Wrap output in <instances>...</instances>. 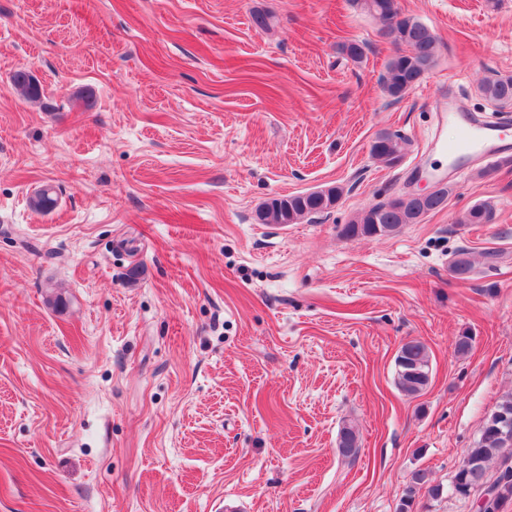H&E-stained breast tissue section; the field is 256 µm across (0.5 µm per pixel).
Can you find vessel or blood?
<instances>
[{"mask_svg": "<svg viewBox=\"0 0 512 512\" xmlns=\"http://www.w3.org/2000/svg\"><path fill=\"white\" fill-rule=\"evenodd\" d=\"M438 127L454 126L458 132L455 141L435 138L433 149L446 156L449 162L495 158L512 152V131L496 122H485L463 111L456 103L437 108Z\"/></svg>", "mask_w": 512, "mask_h": 512, "instance_id": "vessel-or-blood-1", "label": "vessel or blood"}]
</instances>
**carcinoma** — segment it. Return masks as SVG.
Here are the masks:
<instances>
[{
  "instance_id": "carcinoma-1",
  "label": "carcinoma",
  "mask_w": 512,
  "mask_h": 512,
  "mask_svg": "<svg viewBox=\"0 0 512 512\" xmlns=\"http://www.w3.org/2000/svg\"><path fill=\"white\" fill-rule=\"evenodd\" d=\"M363 8L371 15L378 13L399 15L398 0H363ZM396 44H403L407 51L394 55L387 63L385 90L396 100L420 82L434 62L437 50V37L434 32L412 17H403L399 25L388 33ZM484 95L500 104L512 103V77L489 81L483 85ZM405 139L399 134H391L386 144L378 151L371 152L374 159L391 165L392 156L402 155ZM342 190L328 188V194L315 192L298 193L286 197H274L262 204L258 219L263 224H296L306 216L327 213L332 204L341 199ZM417 207L411 200L391 198L371 205L345 225L342 233L347 237H382L396 233L404 224H417ZM493 219L492 210L485 204H475L467 209L459 219L461 224H488ZM452 273L459 279L470 278L473 261L465 250L456 252L450 261ZM398 388L408 396L419 395L430 381V359L427 348L420 342L404 343L395 359ZM337 447L344 457L356 454L359 435L356 429L345 424L338 434ZM512 448V393L502 397L486 417L479 438L468 448L471 462L460 463L452 481L453 493L468 497L479 492L493 481L499 486V496L495 512H502L507 503L512 502V462L502 455L504 448ZM501 459L496 477L489 476L490 462ZM427 488L430 497L442 494L443 487L430 484L428 473L418 470L413 473L410 485L401 497L399 512H412L415 493Z\"/></svg>"
}]
</instances>
